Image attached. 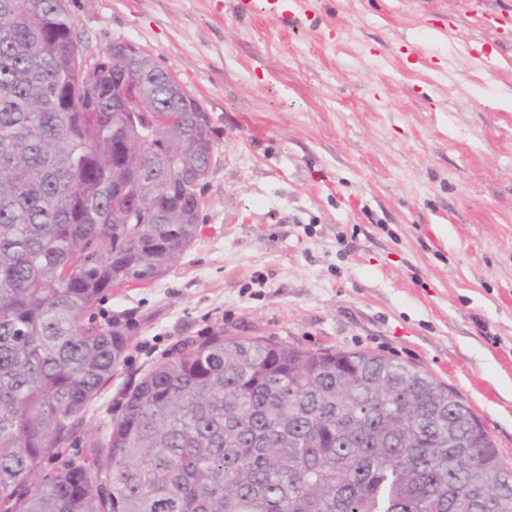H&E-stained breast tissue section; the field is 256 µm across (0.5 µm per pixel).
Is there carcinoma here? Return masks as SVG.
Wrapping results in <instances>:
<instances>
[{"mask_svg":"<svg viewBox=\"0 0 512 512\" xmlns=\"http://www.w3.org/2000/svg\"><path fill=\"white\" fill-rule=\"evenodd\" d=\"M212 144L149 57L88 69L65 0H0V512H512V464L453 388L270 336L184 340L45 472L128 347L92 310L196 240L184 173Z\"/></svg>","mask_w":512,"mask_h":512,"instance_id":"1","label":"carcinoma"}]
</instances>
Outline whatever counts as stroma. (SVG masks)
<instances>
[{
    "label": "stroma",
    "instance_id": "stroma-1",
    "mask_svg": "<svg viewBox=\"0 0 512 512\" xmlns=\"http://www.w3.org/2000/svg\"><path fill=\"white\" fill-rule=\"evenodd\" d=\"M87 61L126 40L207 113L201 235L106 293L135 323L83 413L221 331L365 350L473 408L512 462V0H67Z\"/></svg>",
    "mask_w": 512,
    "mask_h": 512
}]
</instances>
